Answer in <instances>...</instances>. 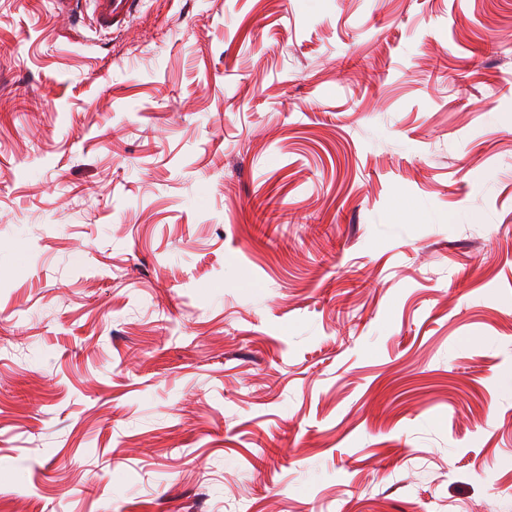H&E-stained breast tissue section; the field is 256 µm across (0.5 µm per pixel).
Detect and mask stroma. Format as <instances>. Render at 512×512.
Wrapping results in <instances>:
<instances>
[{
  "label": "stroma",
  "instance_id": "35a3bbf8",
  "mask_svg": "<svg viewBox=\"0 0 512 512\" xmlns=\"http://www.w3.org/2000/svg\"><path fill=\"white\" fill-rule=\"evenodd\" d=\"M131 9L0 0V512H512V0ZM54 11L80 19L87 15L91 25L99 32H112V21L119 14L122 3L129 0H53ZM88 10L91 16L88 15Z\"/></svg>",
  "mask_w": 512,
  "mask_h": 512
}]
</instances>
